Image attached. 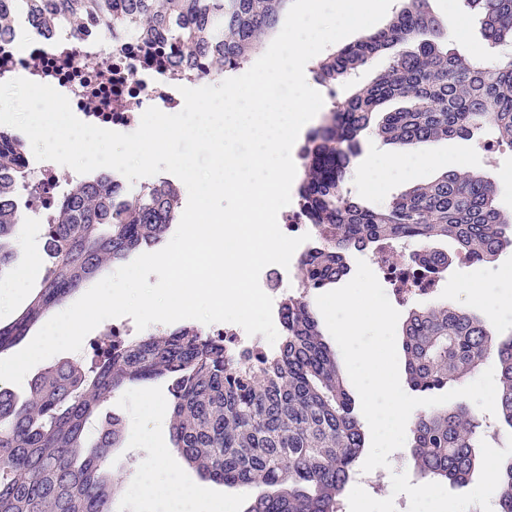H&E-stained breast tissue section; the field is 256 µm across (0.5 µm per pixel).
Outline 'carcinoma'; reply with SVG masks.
<instances>
[{
	"label": "carcinoma",
	"instance_id": "obj_1",
	"mask_svg": "<svg viewBox=\"0 0 512 512\" xmlns=\"http://www.w3.org/2000/svg\"><path fill=\"white\" fill-rule=\"evenodd\" d=\"M491 45L512 46V0H466ZM288 0H0L6 16L22 9L42 27L92 16L114 39L135 34L146 47L168 52L173 68L206 58L215 80L248 62L274 31ZM448 29L428 0H407L388 27L339 47L317 61L316 77L346 84L381 57L385 66L355 86L328 123L302 147L298 195L310 223L329 224L327 238L300 260L305 295L281 310L282 340L257 360L224 359V338L194 326L156 329L136 338L105 337L90 363L66 360L44 369L18 404L0 390V512H112L118 482L108 469L122 421L87 426L98 407L129 382L173 377L170 432L181 457L201 476L235 487L245 512H341V499L358 471L365 433L334 351L307 301L313 290L346 274L354 248L425 247L434 272L448 255L428 244L450 239L455 256L491 262L512 245V212L496 202L493 182L471 170L438 179L369 206L349 195L347 170L360 136L373 131L398 146L440 139H474L484 129L497 148L512 150V59L491 66L448 47ZM399 101L383 113L378 108ZM24 144L0 130V272L10 262L23 214L17 196L39 185L25 166ZM120 175L72 184L46 222L53 268L29 307L0 326V355L30 327L63 305L104 267L160 240L177 222L180 190L164 179L114 194ZM405 371L412 389L439 391L474 375L491 356L498 365L497 426L512 429V338L498 340L486 320L445 300L412 309L402 326ZM489 426L463 403L434 406L416 416L411 456L421 477L452 486L469 482L480 464ZM498 512H512V457L497 471Z\"/></svg>",
	"mask_w": 512,
	"mask_h": 512
}]
</instances>
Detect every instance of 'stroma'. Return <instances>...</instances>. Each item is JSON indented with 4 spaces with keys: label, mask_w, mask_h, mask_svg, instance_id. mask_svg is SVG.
Segmentation results:
<instances>
[{
    "label": "stroma",
    "mask_w": 512,
    "mask_h": 512,
    "mask_svg": "<svg viewBox=\"0 0 512 512\" xmlns=\"http://www.w3.org/2000/svg\"><path fill=\"white\" fill-rule=\"evenodd\" d=\"M428 7L440 21H447L451 16L456 18L460 36L452 41V48L468 56L484 57L490 54L491 48L482 36L481 25L466 7L465 0H429ZM395 150V145L379 137L366 135L361 138L360 151L350 165L351 173L346 181V188L352 197L365 199L367 204L374 206L386 204L394 196L412 187L435 180L447 170L448 159L453 156L459 158L461 168L486 174L497 188V200L501 208L512 210V152L502 150L489 153L461 139L412 145V152L434 157V165L416 170L409 178L389 180L375 195L366 196L355 177L356 171L374 156ZM45 248L42 219L39 215H31L28 224L22 229L21 241L12 246L10 267L0 274V279L7 281L17 271H25L26 288L22 294L0 304V326L16 320L37 294L49 265ZM504 270L512 271V247L504 248L491 263L453 261L440 274L433 298L448 301L470 313L484 315L485 309L480 299L458 293L455 286L462 281L486 283ZM171 389L172 381L167 377L129 383L99 408V419L116 417L121 419L123 425L121 439L110 453L113 478L122 485L134 481L139 462L149 457L148 451L137 448L136 442L143 433L148 432L152 435L153 447L167 449L172 462L181 466L187 480L208 494L224 499L231 504L232 512H243L245 501L238 489L209 481L194 469L183 465L177 449L173 446L169 430ZM147 396L160 403L156 415L152 417H145L140 413V404ZM389 461V467L381 471L379 483L371 486L353 483L346 488L342 502L343 512H418L411 495V478L415 470L409 448L394 451ZM439 490L446 500L458 505L459 512H496L499 486L497 480L490 478L486 471L476 473L466 485L452 487L443 483Z\"/></svg>",
    "instance_id": "1"
}]
</instances>
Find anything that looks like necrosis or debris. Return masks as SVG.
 <instances>
[{"instance_id": "obj_1", "label": "necrosis or debris", "mask_w": 512, "mask_h": 512, "mask_svg": "<svg viewBox=\"0 0 512 512\" xmlns=\"http://www.w3.org/2000/svg\"><path fill=\"white\" fill-rule=\"evenodd\" d=\"M29 31V23L19 19L0 37V80L20 73L50 85L68 98L73 112L116 132L139 126L143 112L152 106L178 113V88L200 84L208 67L202 60L193 71L171 72L164 52L125 37L116 42L102 38L93 20L79 37L65 23L47 36L33 37ZM374 262L392 283L395 298L426 294L434 286L421 257L403 261L378 255Z\"/></svg>"}]
</instances>
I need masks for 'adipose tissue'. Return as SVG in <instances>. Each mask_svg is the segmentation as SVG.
Masks as SVG:
<instances>
[{
  "label": "adipose tissue",
  "instance_id": "adipose-tissue-1",
  "mask_svg": "<svg viewBox=\"0 0 512 512\" xmlns=\"http://www.w3.org/2000/svg\"><path fill=\"white\" fill-rule=\"evenodd\" d=\"M432 163V157L427 155L387 154L361 168L358 177L365 191L371 193L392 173L416 170ZM458 289L466 294L480 293L489 320H498L501 313L512 312V275L482 287L462 282ZM132 490L135 496L148 503L151 512H224L223 501L208 499L200 490L183 484L174 464L158 452L141 466Z\"/></svg>",
  "mask_w": 512,
  "mask_h": 512
}]
</instances>
